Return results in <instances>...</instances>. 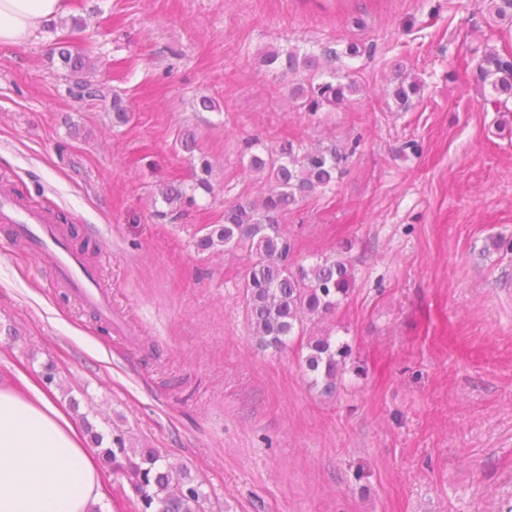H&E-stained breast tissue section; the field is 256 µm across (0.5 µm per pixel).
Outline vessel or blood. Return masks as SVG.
Returning a JSON list of instances; mask_svg holds the SVG:
<instances>
[{
    "instance_id": "1",
    "label": "vessel or blood",
    "mask_w": 512,
    "mask_h": 512,
    "mask_svg": "<svg viewBox=\"0 0 512 512\" xmlns=\"http://www.w3.org/2000/svg\"><path fill=\"white\" fill-rule=\"evenodd\" d=\"M0 223L14 228L17 241L29 248L53 279L66 282L87 307L112 320L115 331L121 321L112 318V298L100 288L96 273L65 244L49 212L31 210L11 190H0Z\"/></svg>"
}]
</instances>
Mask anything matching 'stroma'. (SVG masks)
<instances>
[{"mask_svg": "<svg viewBox=\"0 0 512 512\" xmlns=\"http://www.w3.org/2000/svg\"><path fill=\"white\" fill-rule=\"evenodd\" d=\"M71 4L0 45V185L49 209L73 249L94 247L127 330L0 224V369L53 365L79 427L157 449L202 481L205 512H512V101L493 105L477 76L484 52L512 53V24L477 0ZM62 46L85 51L97 97L66 76ZM324 46L361 91L313 114L260 54ZM404 78L422 85L406 110L390 96ZM186 128L212 193L193 187ZM252 138L355 149L333 189L283 219L298 257L345 245L355 267L330 319L353 349L331 398L298 345H257L243 252L196 246L259 198ZM169 184L191 199L166 206Z\"/></svg>", "mask_w": 512, "mask_h": 512, "instance_id": "obj_1", "label": "stroma"}]
</instances>
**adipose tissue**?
<instances>
[{
    "label": "adipose tissue",
    "mask_w": 512,
    "mask_h": 512,
    "mask_svg": "<svg viewBox=\"0 0 512 512\" xmlns=\"http://www.w3.org/2000/svg\"><path fill=\"white\" fill-rule=\"evenodd\" d=\"M71 0H0V45H20ZM109 486L80 428L38 379L0 381V512H91Z\"/></svg>",
    "instance_id": "ef3b65f1"
}]
</instances>
